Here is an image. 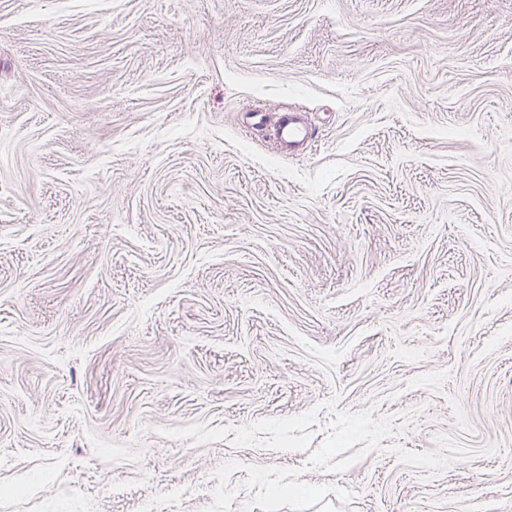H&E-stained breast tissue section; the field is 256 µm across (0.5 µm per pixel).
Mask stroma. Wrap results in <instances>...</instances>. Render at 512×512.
Segmentation results:
<instances>
[{"instance_id": "stroma-1", "label": "stroma", "mask_w": 512, "mask_h": 512, "mask_svg": "<svg viewBox=\"0 0 512 512\" xmlns=\"http://www.w3.org/2000/svg\"><path fill=\"white\" fill-rule=\"evenodd\" d=\"M146 500L512 512V0H0V512ZM250 119L253 128L271 127L276 142L288 150L308 145L313 138L312 129L295 112L253 111Z\"/></svg>"}]
</instances>
